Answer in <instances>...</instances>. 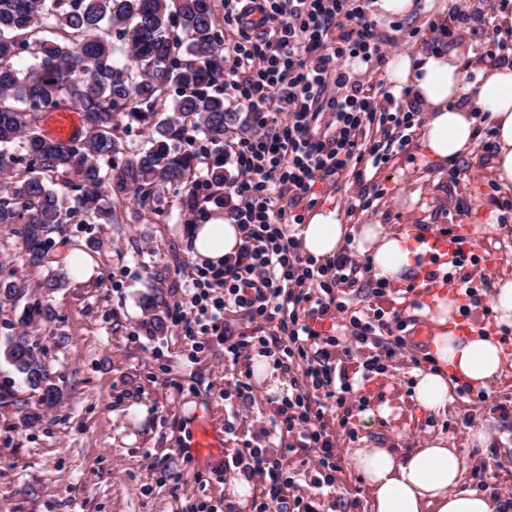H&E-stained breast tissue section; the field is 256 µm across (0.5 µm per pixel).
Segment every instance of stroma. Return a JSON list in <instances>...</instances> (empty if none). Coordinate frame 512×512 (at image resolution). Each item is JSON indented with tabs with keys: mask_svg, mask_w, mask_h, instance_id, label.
Listing matches in <instances>:
<instances>
[{
	"mask_svg": "<svg viewBox=\"0 0 512 512\" xmlns=\"http://www.w3.org/2000/svg\"><path fill=\"white\" fill-rule=\"evenodd\" d=\"M453 2L417 0L400 30L391 27L390 16L377 14L388 57L423 50L410 30L447 18ZM490 160L475 149L455 160L452 178L448 167L424 160L417 141H410L395 149L379 171L381 197L350 221L391 224L421 237L465 225L476 256L487 263L484 279L472 278L471 264L459 267L446 260L434 266L436 280L452 288L471 278L474 324H492L493 334L512 349V327L496 325L491 303L493 282L512 270V212L500 211L502 202L512 201V192L489 187ZM188 212L183 190L168 186L151 211L135 220L101 224L75 214L57 236L50 258L64 261L80 251L96 263V273L55 290L44 286L46 268L24 263L14 225H0V265L16 270L28 288L23 299L0 304V341L28 332L63 391L62 401L45 409L39 423L25 426L23 417L35 409L39 395L0 362V512H200L205 505L218 512H252V503L236 501L229 480L244 475L227 461L246 440L268 449L279 445L277 406L296 390L290 383L273 392L259 380L251 401L224 399L212 388L213 378L223 376L224 386L232 387L252 354L234 366L225 363L224 347L213 336L194 344L171 328L154 331V314L144 309L143 296L160 290L164 305L159 313L168 315L184 294L186 270L195 264ZM481 215L500 220L495 238L476 234ZM416 298L407 282L373 292L365 273L345 289L349 309L380 314L389 322L403 320L405 345L382 372L367 376L364 363L383 353L389 335L354 348L350 329H337L339 347L330 364L347 375L356 393L344 409L330 406L325 412L336 435V480L317 487L314 452L289 454L286 471L293 483L287 499L304 497L314 512H365V484L350 465L352 449L367 437L405 452L438 433L448 435L466 459L468 488L512 498V376L490 396L457 388L447 416L430 418L415 409L410 400L414 375L430 365L428 326L412 306ZM33 303L49 309L50 318L21 327V313ZM385 404L401 408V421L379 418L372 427H362L361 409ZM478 421L491 430L483 446L466 436L467 427ZM204 426L216 435L218 447L193 448Z\"/></svg>",
	"mask_w": 512,
	"mask_h": 512,
	"instance_id": "stroma-1",
	"label": "stroma"
}]
</instances>
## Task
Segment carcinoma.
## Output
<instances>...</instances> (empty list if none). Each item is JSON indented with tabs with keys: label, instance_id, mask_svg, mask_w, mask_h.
I'll list each match as a JSON object with an SVG mask.
<instances>
[{
	"label": "carcinoma",
	"instance_id": "cac0c4a2",
	"mask_svg": "<svg viewBox=\"0 0 512 512\" xmlns=\"http://www.w3.org/2000/svg\"><path fill=\"white\" fill-rule=\"evenodd\" d=\"M129 45L128 58L114 44ZM34 63L25 71L18 64ZM224 36L213 0H0V170L12 182L0 195V224H18L26 262L45 263L67 217L94 215L122 223L127 194L151 210L166 186L188 191L196 155L186 150L188 128L213 142L239 119L220 97ZM179 89L175 115L168 91ZM74 110L82 130L63 141L40 132L45 115ZM137 126L149 144L117 167L119 132ZM26 142L25 165L5 148ZM80 261L52 271L49 286L63 287ZM26 295L22 282L0 276V300ZM0 358L22 374L40 405L60 402L61 389L43 352L26 333L10 336Z\"/></svg>",
	"mask_w": 512,
	"mask_h": 512
}]
</instances>
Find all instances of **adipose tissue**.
Masks as SVG:
<instances>
[{"label":"adipose tissue","instance_id":"obj_1","mask_svg":"<svg viewBox=\"0 0 512 512\" xmlns=\"http://www.w3.org/2000/svg\"><path fill=\"white\" fill-rule=\"evenodd\" d=\"M460 48L399 56L388 65L395 86H411L425 112L420 148L425 158L447 163L470 155L475 147L476 112L486 113L497 142L493 169L499 187L512 192V65L475 60L461 64ZM298 237L302 251L316 261L328 260L345 242L367 254L375 277L392 285L417 271L418 252L408 234L368 221L345 223L338 208L314 209ZM236 225L217 219L191 227V252L199 262L217 263L234 252ZM461 305L451 293L435 288L422 303L432 332L431 367L415 375L413 400L425 414L441 417L456 401L454 389L465 384L490 390L512 370V351L487 329L460 332ZM351 466L366 484L367 512H499L491 494L464 486V460L444 435L402 454L369 441L351 453Z\"/></svg>","mask_w":512,"mask_h":512}]
</instances>
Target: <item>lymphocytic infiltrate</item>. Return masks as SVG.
Returning a JSON list of instances; mask_svg holds the SVG:
<instances>
[{
    "mask_svg": "<svg viewBox=\"0 0 512 512\" xmlns=\"http://www.w3.org/2000/svg\"><path fill=\"white\" fill-rule=\"evenodd\" d=\"M371 2L224 0V88L246 110L247 128L224 138L223 184L200 179L192 186L191 213L201 215L209 202L222 205L240 243L222 262L194 267L189 288L170 311L183 339L214 336L234 363L246 351H259L283 373L300 372L340 407L353 385L332 369L330 349L338 339L320 323L330 310L349 313L351 335L361 344L383 325L335 297L336 289L354 284L359 263L344 252L315 262L302 253L295 227L303 221L299 206L312 203L316 183L331 176L369 183L348 209L371 207L380 195L373 171L417 129L416 112L402 110L394 94L377 92L373 82L387 53ZM511 6L512 0H491L484 8L456 0L447 18L416 34L433 50L468 35L492 60L490 19ZM355 61L364 64V79H357ZM229 312L246 319L251 332L231 334ZM278 416L288 437L283 448L263 450L247 440L235 458L265 481L253 512H277L282 504L292 484L283 467L288 454L310 449L320 468H336V437L322 403L299 393L282 400Z\"/></svg>",
    "mask_w": 512,
    "mask_h": 512,
    "instance_id": "lymphocytic-infiltrate-1",
    "label": "lymphocytic infiltrate"
}]
</instances>
